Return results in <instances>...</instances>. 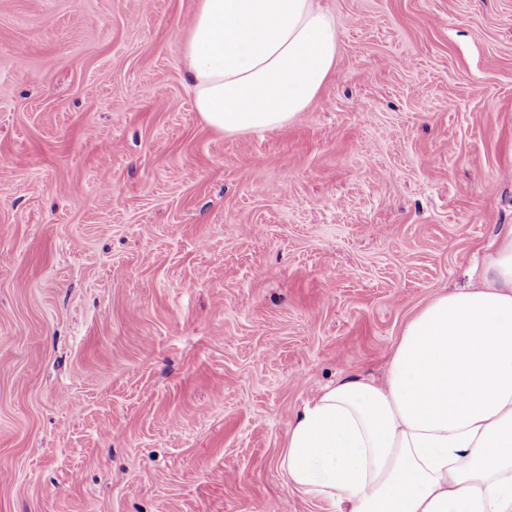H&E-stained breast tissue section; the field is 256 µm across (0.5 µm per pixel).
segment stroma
Listing matches in <instances>:
<instances>
[{
	"instance_id": "35a3bbf8",
	"label": "stroma",
	"mask_w": 512,
	"mask_h": 512,
	"mask_svg": "<svg viewBox=\"0 0 512 512\" xmlns=\"http://www.w3.org/2000/svg\"><path fill=\"white\" fill-rule=\"evenodd\" d=\"M198 0H0V512H338L288 427L512 225V0H320L336 68L207 127Z\"/></svg>"
}]
</instances>
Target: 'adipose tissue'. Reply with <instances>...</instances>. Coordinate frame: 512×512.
I'll list each match as a JSON object with an SVG mask.
<instances>
[{"label": "adipose tissue", "instance_id": "ef3b65f1", "mask_svg": "<svg viewBox=\"0 0 512 512\" xmlns=\"http://www.w3.org/2000/svg\"><path fill=\"white\" fill-rule=\"evenodd\" d=\"M336 52L315 0H198L184 65L203 121L236 135L307 111ZM281 467L339 512H512V225L406 323L382 380L346 375L307 401Z\"/></svg>", "mask_w": 512, "mask_h": 512}]
</instances>
